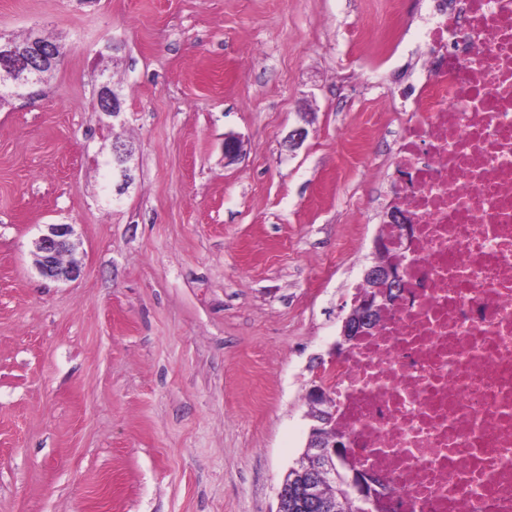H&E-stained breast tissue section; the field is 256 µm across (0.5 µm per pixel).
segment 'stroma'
<instances>
[{"label":"stroma","instance_id":"35a3bbf8","mask_svg":"<svg viewBox=\"0 0 512 512\" xmlns=\"http://www.w3.org/2000/svg\"><path fill=\"white\" fill-rule=\"evenodd\" d=\"M424 28L419 0H0L1 32L67 47L0 107V512H275ZM49 224L74 229L75 280L34 267ZM98 100L100 109L111 115L112 117H118L122 112V101L120 96L114 91L112 85L108 80H104L100 83L98 89ZM113 163H112V178L114 174L119 177V183L116 184L115 191L121 194L131 181L129 169L126 163L131 156L129 151L125 148L124 144L116 142L112 147Z\"/></svg>","mask_w":512,"mask_h":512}]
</instances>
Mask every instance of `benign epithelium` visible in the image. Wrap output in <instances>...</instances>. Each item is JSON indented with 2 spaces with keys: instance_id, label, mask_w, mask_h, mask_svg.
Wrapping results in <instances>:
<instances>
[{
  "instance_id": "1",
  "label": "benign epithelium",
  "mask_w": 512,
  "mask_h": 512,
  "mask_svg": "<svg viewBox=\"0 0 512 512\" xmlns=\"http://www.w3.org/2000/svg\"><path fill=\"white\" fill-rule=\"evenodd\" d=\"M59 47L55 43L44 44L40 37L33 36L24 44L0 33V90L5 92L1 103L22 97L32 87L41 84L48 70L55 64ZM100 109L118 117L122 112V101L112 85L104 80L98 89ZM112 173L119 177L116 193H122L131 181L126 163L130 157L125 145L115 143L112 147ZM385 225H394L400 230L399 245L408 249L411 244V218L393 206L385 214ZM73 234L70 224H48L36 242L37 269L39 273L55 281H70L81 273L78 262L71 258ZM389 241L383 236L375 238V259L365 270L362 282L353 298L350 312L342 319L341 340L336 343L335 356L341 358L352 345L370 330L383 324L386 312L404 295L407 283L399 262L387 257ZM309 411L313 422L310 427L304 457L312 462L309 472L295 476L300 491L288 496V479H283L277 491L276 512H307L318 507L322 512H378L387 490L374 481L372 473L358 470L353 465L350 440L336 432V401L323 379H318L307 392ZM337 483L346 484L352 496H341L326 501L327 488Z\"/></svg>"
}]
</instances>
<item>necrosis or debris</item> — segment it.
Masks as SVG:
<instances>
[{
    "mask_svg": "<svg viewBox=\"0 0 512 512\" xmlns=\"http://www.w3.org/2000/svg\"><path fill=\"white\" fill-rule=\"evenodd\" d=\"M404 299L331 372L383 512H512V0H427Z\"/></svg>",
    "mask_w": 512,
    "mask_h": 512,
    "instance_id": "4bbe7bcc",
    "label": "necrosis or debris"
}]
</instances>
